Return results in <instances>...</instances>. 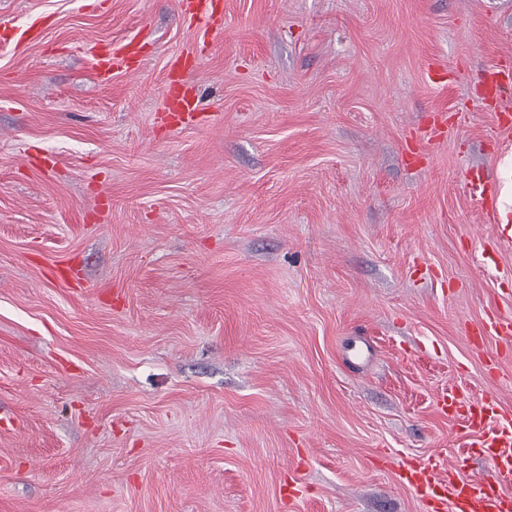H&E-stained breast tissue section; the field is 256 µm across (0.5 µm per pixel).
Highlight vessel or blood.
I'll list each match as a JSON object with an SVG mask.
<instances>
[{"label":"vessel or blood","mask_w":512,"mask_h":512,"mask_svg":"<svg viewBox=\"0 0 512 512\" xmlns=\"http://www.w3.org/2000/svg\"><path fill=\"white\" fill-rule=\"evenodd\" d=\"M142 54L138 44L119 48L99 46L98 68L101 72L123 69ZM165 103L172 112L195 111L185 72L171 76L165 89ZM448 416L460 418L471 436V452L487 463V474L479 480L463 476L455 467L439 472L435 462H397L394 471L402 485L427 494L435 512H512V415L500 412L484 400H469L456 389L441 396Z\"/></svg>","instance_id":"obj_1"}]
</instances>
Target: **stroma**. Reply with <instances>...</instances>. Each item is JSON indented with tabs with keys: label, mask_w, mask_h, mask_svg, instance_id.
<instances>
[{
	"label": "stroma",
	"mask_w": 512,
	"mask_h": 512,
	"mask_svg": "<svg viewBox=\"0 0 512 512\" xmlns=\"http://www.w3.org/2000/svg\"><path fill=\"white\" fill-rule=\"evenodd\" d=\"M191 2L0 0V512H432L440 394L512 413V0ZM142 54V48L136 43H126L112 51V45L99 46L97 50L98 68L100 74L110 72L114 68L128 69ZM191 87L186 79L185 71L170 76L165 89V103L170 112H194L195 99L190 93Z\"/></svg>",
	"instance_id": "obj_1"
}]
</instances>
